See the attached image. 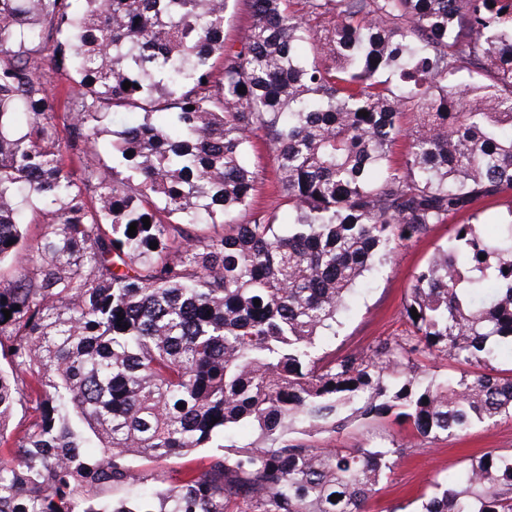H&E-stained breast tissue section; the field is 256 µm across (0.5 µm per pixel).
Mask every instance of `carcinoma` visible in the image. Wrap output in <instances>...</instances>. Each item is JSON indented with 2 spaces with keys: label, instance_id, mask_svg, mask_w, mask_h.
Wrapping results in <instances>:
<instances>
[{
  "label": "carcinoma",
  "instance_id": "cac0c4a2",
  "mask_svg": "<svg viewBox=\"0 0 512 512\" xmlns=\"http://www.w3.org/2000/svg\"><path fill=\"white\" fill-rule=\"evenodd\" d=\"M244 2L235 50L230 0H0V263L28 262L0 274V439L12 375L39 407L0 463V512H369L415 444L326 447L349 417L428 444L512 418L494 366L512 208L479 227L512 192V0ZM258 139L288 224L251 210ZM457 218L414 277L409 333L327 350L392 245ZM424 353L474 371L425 382ZM202 448L219 452L181 485L136 479ZM435 488L420 512H512V450ZM231 1L224 21V42L238 45L242 33L251 24V17L243 2ZM510 201H512V194H504L490 201V203L484 207L481 219L485 224H480L482 231L491 234L496 230L498 217L506 211L507 206L510 205Z\"/></svg>",
  "mask_w": 512,
  "mask_h": 512
}]
</instances>
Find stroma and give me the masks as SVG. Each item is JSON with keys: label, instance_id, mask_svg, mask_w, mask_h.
I'll return each mask as SVG.
<instances>
[{"label": "stroma", "instance_id": "stroma-1", "mask_svg": "<svg viewBox=\"0 0 512 512\" xmlns=\"http://www.w3.org/2000/svg\"><path fill=\"white\" fill-rule=\"evenodd\" d=\"M451 230L448 224L433 226L425 237L398 247L385 267L370 274L366 284L357 288L349 310L343 314V325L331 342L332 348L339 352L365 350L378 340L406 335L409 324L403 315V305L414 273L436 248L447 244ZM410 432V427L388 419L370 423L355 420L337 432L334 443L339 448H358L387 434L402 438ZM490 448L512 449V418L474 427L460 440L413 449L400 460L391 479L380 485L370 502V512H392L398 506L418 505L421 495L432 492L434 482L458 474L469 455ZM210 454V449L205 448L185 458L139 466L138 471L157 473L166 484L178 485L199 473L207 465Z\"/></svg>", "mask_w": 512, "mask_h": 512}]
</instances>
